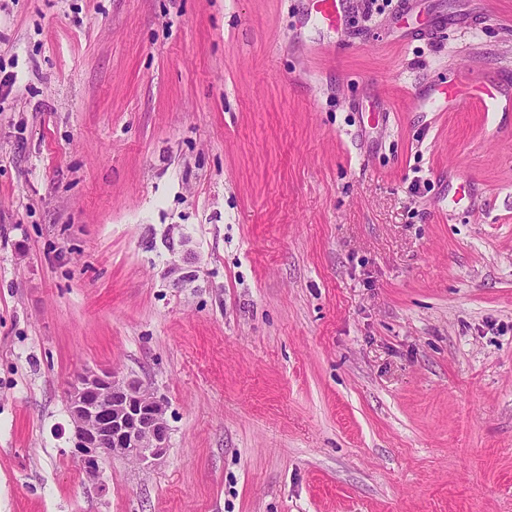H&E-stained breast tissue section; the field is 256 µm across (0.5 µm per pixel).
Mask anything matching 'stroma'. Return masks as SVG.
I'll return each mask as SVG.
<instances>
[{
    "label": "stroma",
    "mask_w": 512,
    "mask_h": 512,
    "mask_svg": "<svg viewBox=\"0 0 512 512\" xmlns=\"http://www.w3.org/2000/svg\"><path fill=\"white\" fill-rule=\"evenodd\" d=\"M465 68L512 0H0V512H512V133L414 105ZM83 368L162 458L87 478ZM351 0H306L310 11L327 28H338L349 13ZM76 452L84 471L95 476L99 460L119 452L140 464L164 455L169 427L164 399L134 378L115 371L83 369L67 387Z\"/></svg>",
    "instance_id": "obj_1"
}]
</instances>
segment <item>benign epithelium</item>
<instances>
[{
	"label": "benign epithelium",
	"instance_id": "1",
	"mask_svg": "<svg viewBox=\"0 0 512 512\" xmlns=\"http://www.w3.org/2000/svg\"><path fill=\"white\" fill-rule=\"evenodd\" d=\"M66 394L78 460L88 475H96L99 460L114 452L140 464L166 453L164 399L140 380L83 369L71 378Z\"/></svg>",
	"mask_w": 512,
	"mask_h": 512
}]
</instances>
